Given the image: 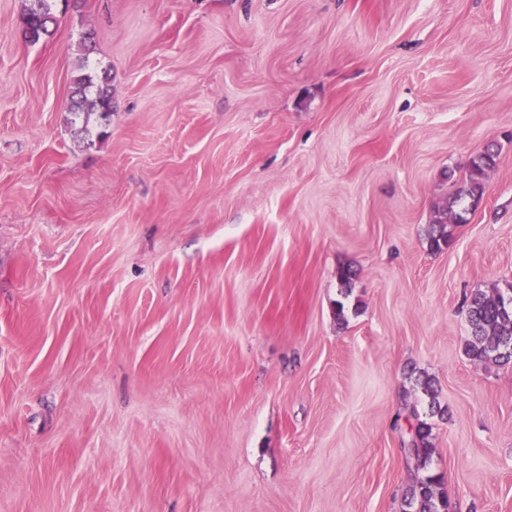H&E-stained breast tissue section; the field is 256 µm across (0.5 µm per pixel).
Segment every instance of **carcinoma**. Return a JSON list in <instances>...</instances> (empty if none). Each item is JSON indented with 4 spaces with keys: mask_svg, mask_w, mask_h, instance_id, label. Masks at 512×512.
I'll use <instances>...</instances> for the list:
<instances>
[{
    "mask_svg": "<svg viewBox=\"0 0 512 512\" xmlns=\"http://www.w3.org/2000/svg\"><path fill=\"white\" fill-rule=\"evenodd\" d=\"M55 2L56 0H24L22 21L26 42L37 43L41 38L53 34L50 25L56 22ZM72 101V109L79 115L83 114L87 104L102 112L112 110L111 94L95 84L94 75L91 73L76 80ZM497 162L498 152L491 145L472 158L466 183L448 198L443 206L442 216L430 225V249L440 251L448 246L451 239L450 224L466 222L464 213L467 208L463 206V202L482 198L487 173ZM467 320L471 337L465 343L464 351L471 360L490 367L512 359V284L506 289H478L472 293L467 304ZM411 417L414 422L410 424L404 452L422 475L409 489L406 504L410 512H448V495L443 477L428 472L433 453L430 442L432 426L420 419L415 411L411 412Z\"/></svg>",
    "mask_w": 512,
    "mask_h": 512,
    "instance_id": "obj_1",
    "label": "carcinoma"
}]
</instances>
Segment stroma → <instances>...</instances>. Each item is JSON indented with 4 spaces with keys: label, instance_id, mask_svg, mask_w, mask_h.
<instances>
[{
    "label": "stroma",
    "instance_id": "35a3bbf8",
    "mask_svg": "<svg viewBox=\"0 0 512 512\" xmlns=\"http://www.w3.org/2000/svg\"><path fill=\"white\" fill-rule=\"evenodd\" d=\"M55 15L0 0V512H404L410 405L452 512H512V362L464 352L512 283V0ZM56 0H25L22 21L23 36L28 43H37L53 34L50 25L56 22L54 3ZM96 87L94 99L89 100L88 94H91V90ZM72 109L74 114H88L89 112H83L86 104L90 105L91 109H97L101 112H111L112 110V96L108 92L107 88L104 89L98 86L94 82V75L92 72L89 74L80 76L75 82V88L72 95ZM498 156L497 150L489 145L472 158L466 183L448 198L446 205L443 206L442 216L437 217L430 225L428 242L431 250L440 251L447 247L452 235L451 229L448 228L452 224L466 222L463 213L469 209L462 204L467 198L472 202L482 198L487 173L497 165ZM448 219L451 220V224H448Z\"/></svg>",
    "mask_w": 512,
    "mask_h": 512
}]
</instances>
